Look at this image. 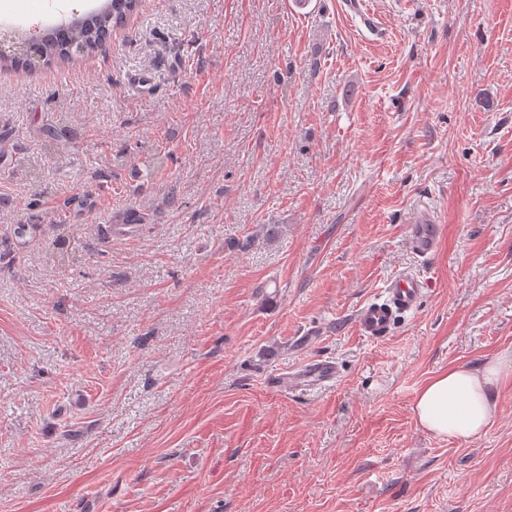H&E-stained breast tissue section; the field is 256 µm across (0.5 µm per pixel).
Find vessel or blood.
Masks as SVG:
<instances>
[{"instance_id": "1", "label": "vessel or blood", "mask_w": 512, "mask_h": 512, "mask_svg": "<svg viewBox=\"0 0 512 512\" xmlns=\"http://www.w3.org/2000/svg\"><path fill=\"white\" fill-rule=\"evenodd\" d=\"M441 228L430 212H418L410 225L409 243L412 251L421 257L432 256L438 249ZM426 288L415 273L397 274L385 286L382 298L372 299L357 311L355 323L360 335L370 339L390 333L396 319L414 311ZM338 376L334 363L313 359L295 372L278 380L285 391H309L330 387Z\"/></svg>"}]
</instances>
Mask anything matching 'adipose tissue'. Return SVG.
Returning a JSON list of instances; mask_svg holds the SVG:
<instances>
[{
  "label": "adipose tissue",
  "mask_w": 512,
  "mask_h": 512,
  "mask_svg": "<svg viewBox=\"0 0 512 512\" xmlns=\"http://www.w3.org/2000/svg\"><path fill=\"white\" fill-rule=\"evenodd\" d=\"M512 378V352L474 366H455L429 379L413 406L418 424L438 437L472 441L496 412V392Z\"/></svg>",
  "instance_id": "obj_1"
}]
</instances>
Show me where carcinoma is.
<instances>
[{"instance_id":"1","label":"carcinoma","mask_w":512,"mask_h":512,"mask_svg":"<svg viewBox=\"0 0 512 512\" xmlns=\"http://www.w3.org/2000/svg\"><path fill=\"white\" fill-rule=\"evenodd\" d=\"M139 10V0H105L99 10L83 13L67 35L58 34L55 29L47 31L50 41L45 48L47 60L70 61L68 42L76 40L87 48L86 54L95 53L96 44L121 17L131 18Z\"/></svg>"}]
</instances>
